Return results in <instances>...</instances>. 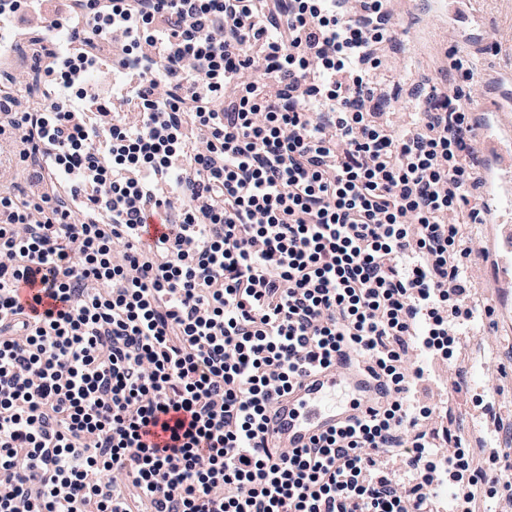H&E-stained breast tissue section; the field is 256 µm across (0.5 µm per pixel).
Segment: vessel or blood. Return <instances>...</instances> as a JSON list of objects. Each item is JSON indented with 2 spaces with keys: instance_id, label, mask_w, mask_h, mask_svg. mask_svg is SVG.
<instances>
[{
  "instance_id": "obj_1",
  "label": "vessel or blood",
  "mask_w": 512,
  "mask_h": 512,
  "mask_svg": "<svg viewBox=\"0 0 512 512\" xmlns=\"http://www.w3.org/2000/svg\"><path fill=\"white\" fill-rule=\"evenodd\" d=\"M473 126L484 146L479 153L481 172L479 204L488 216L482 234L488 247L489 276L480 280L489 306L498 321L512 322V74L485 77V91L472 109ZM482 320H475L463 337L464 347L477 353L459 381L465 391L480 395L482 404L467 411V440L487 455H512L501 435L512 423V402L486 389L482 375L498 365L497 350L481 344ZM384 394L382 380L368 367L341 357L334 368L307 376L282 397L270 416L269 432L281 448H304L322 434L334 430Z\"/></svg>"
}]
</instances>
